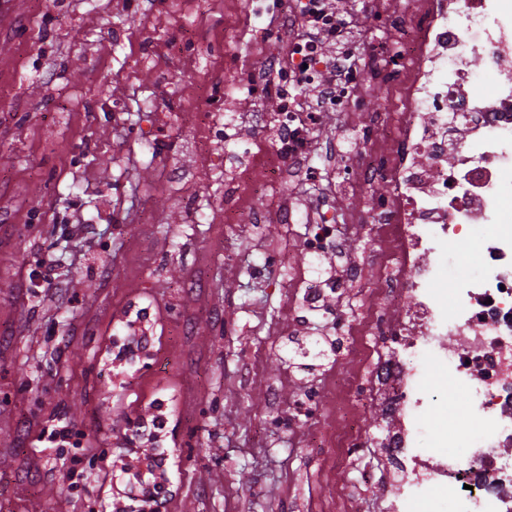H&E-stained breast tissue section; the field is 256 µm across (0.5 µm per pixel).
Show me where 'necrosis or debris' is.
<instances>
[{
	"instance_id": "necrosis-or-debris-1",
	"label": "necrosis or debris",
	"mask_w": 512,
	"mask_h": 512,
	"mask_svg": "<svg viewBox=\"0 0 512 512\" xmlns=\"http://www.w3.org/2000/svg\"><path fill=\"white\" fill-rule=\"evenodd\" d=\"M370 7L391 21L415 18L417 32L389 47L397 96L343 179L347 191L376 179L391 190L349 216L373 226L378 247L347 260L339 278L354 285L369 268L378 277L364 316L343 331L367 372L343 385L351 398L346 424L327 440L352 452L365 447L360 415L377 406L392 423L380 442L395 488L392 512L418 502L434 512H512V0H370ZM244 9L252 22L270 14L299 20L322 40L289 37L274 65L276 134L242 144L250 161L235 179L241 189L252 161L265 159L266 174L276 177L305 165L321 109L357 110L367 81L363 67L335 70L326 54L330 45L351 51L329 0H245ZM486 82L493 93L482 92ZM325 85L331 93L317 108H298L301 87ZM464 243L479 251L477 271L441 258ZM452 339L458 351H449ZM433 370L462 392L478 427L462 434V452L449 451L441 429L433 447L423 445L425 423L442 406L425 385Z\"/></svg>"
}]
</instances>
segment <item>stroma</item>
Here are the masks:
<instances>
[{"label": "stroma", "instance_id": "1", "mask_svg": "<svg viewBox=\"0 0 512 512\" xmlns=\"http://www.w3.org/2000/svg\"><path fill=\"white\" fill-rule=\"evenodd\" d=\"M0 0V512H132L140 481L163 490L162 512H387L389 484L366 487L384 436L378 408L363 421L371 447L346 454L309 440L340 429L329 384L349 366L336 354L334 316L298 311L282 276L336 278L337 254L304 255L301 224L221 218L239 162L237 141L270 138L273 94L240 95L236 142L200 150L197 112L232 81L226 29H247L236 0ZM347 38L384 42L390 27L366 0H331ZM365 108L325 112L314 134L337 155L251 201L287 197L313 211L367 207L375 180L329 192V168L355 159L352 140L374 128L393 74L363 53ZM210 215L195 222L191 208ZM168 225L161 233L159 225ZM50 259L53 288L28 274ZM329 359L306 355L312 343ZM75 435L43 447L57 421Z\"/></svg>", "mask_w": 512, "mask_h": 512}]
</instances>
